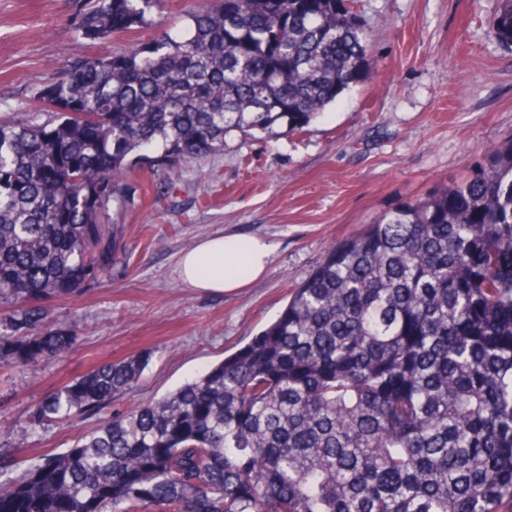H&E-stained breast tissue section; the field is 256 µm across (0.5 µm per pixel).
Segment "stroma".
<instances>
[{"mask_svg":"<svg viewBox=\"0 0 512 512\" xmlns=\"http://www.w3.org/2000/svg\"><path fill=\"white\" fill-rule=\"evenodd\" d=\"M209 0H163L151 28L113 37L114 50L181 24ZM502 0H356L373 70L302 134L234 137L170 182L131 170L113 205L121 246L98 283L50 303L49 326L75 331L63 358L0 375V429L14 474L71 448L100 420L174 391L264 330L332 243L408 199L470 174L512 139V49L490 33ZM75 0H0V114L27 112L69 60L98 52L74 32ZM274 247L262 277L232 293L186 287L182 253L213 235ZM142 355L141 388L75 424H27L54 388L104 360Z\"/></svg>","mask_w":512,"mask_h":512,"instance_id":"35a3bbf8","label":"stroma"}]
</instances>
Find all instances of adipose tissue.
<instances>
[{
	"mask_svg": "<svg viewBox=\"0 0 512 512\" xmlns=\"http://www.w3.org/2000/svg\"><path fill=\"white\" fill-rule=\"evenodd\" d=\"M271 255L272 247L263 239L217 234L188 249L180 258L179 272L188 287L222 293L259 278Z\"/></svg>",
	"mask_w": 512,
	"mask_h": 512,
	"instance_id": "ef3b65f1",
	"label": "adipose tissue"
}]
</instances>
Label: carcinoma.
Here are the masks:
<instances>
[{
	"mask_svg": "<svg viewBox=\"0 0 512 512\" xmlns=\"http://www.w3.org/2000/svg\"><path fill=\"white\" fill-rule=\"evenodd\" d=\"M162 0H77L76 33L150 28ZM512 48V0L491 21ZM372 69L348 0H218L124 52L69 61L0 117V367L67 355L46 303L99 278L142 163L302 133ZM103 361L29 424L134 393ZM512 512V139L467 178L331 245L279 317L194 380L0 482V512Z\"/></svg>",
	"mask_w": 512,
	"mask_h": 512,
	"instance_id": "obj_1",
	"label": "carcinoma"
}]
</instances>
